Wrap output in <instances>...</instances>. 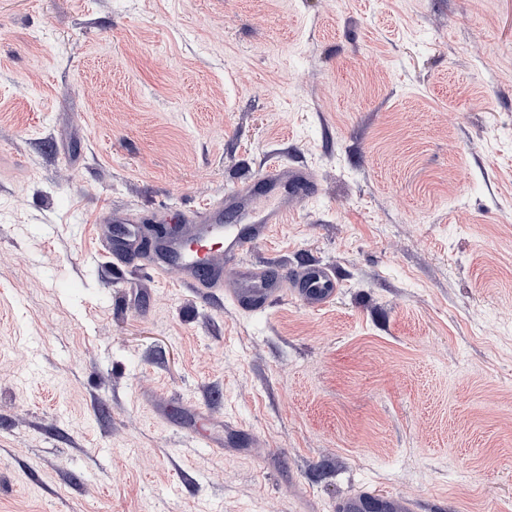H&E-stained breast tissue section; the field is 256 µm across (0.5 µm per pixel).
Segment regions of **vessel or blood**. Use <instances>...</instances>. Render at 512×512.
<instances>
[{
  "label": "vessel or blood",
  "instance_id": "b4317fda",
  "mask_svg": "<svg viewBox=\"0 0 512 512\" xmlns=\"http://www.w3.org/2000/svg\"><path fill=\"white\" fill-rule=\"evenodd\" d=\"M317 189V177L310 168L274 163L224 198L176 215L181 233L158 237L149 245L143 241L137 214L109 215L107 221L112 228L104 250L116 266L149 252L152 275L177 273L182 287L228 288L243 309L263 310L289 294L308 308L319 310L331 304L339 292V279L332 268L304 264L283 279L271 267L244 261L255 246L269 241L302 199L314 195ZM371 506L377 512L415 509L409 500L397 509L389 501L372 503L360 495L340 503L338 512H367Z\"/></svg>",
  "mask_w": 512,
  "mask_h": 512
}]
</instances>
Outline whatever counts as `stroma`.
<instances>
[{
    "instance_id": "obj_1",
    "label": "stroma",
    "mask_w": 512,
    "mask_h": 512,
    "mask_svg": "<svg viewBox=\"0 0 512 512\" xmlns=\"http://www.w3.org/2000/svg\"><path fill=\"white\" fill-rule=\"evenodd\" d=\"M0 147V512H512V0H0ZM273 162L330 306L110 270ZM105 224H118L109 231L107 242L103 243L114 266L125 265L133 256L141 254L144 249L143 236L138 226L140 219L136 213H109Z\"/></svg>"
}]
</instances>
